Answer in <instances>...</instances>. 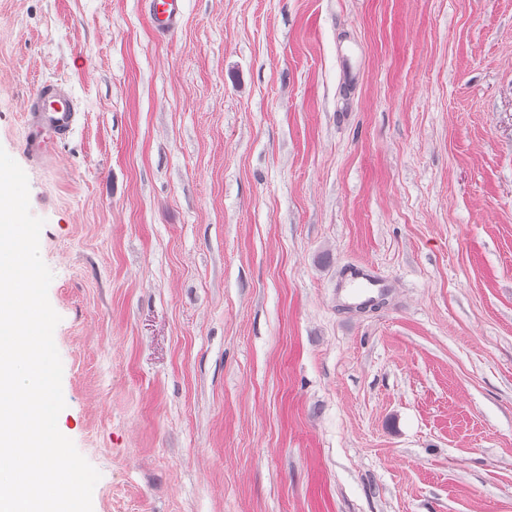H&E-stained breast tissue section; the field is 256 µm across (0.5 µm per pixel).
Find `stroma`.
<instances>
[{
  "instance_id": "obj_1",
  "label": "stroma",
  "mask_w": 512,
  "mask_h": 512,
  "mask_svg": "<svg viewBox=\"0 0 512 512\" xmlns=\"http://www.w3.org/2000/svg\"><path fill=\"white\" fill-rule=\"evenodd\" d=\"M0 148L93 512H512V0H0ZM184 0H151L152 23L159 33L173 34L178 27ZM77 108L71 93L59 83L46 82L29 97L26 113V151L39 159L57 139L72 132ZM336 297L343 306L350 305L347 299L360 300L361 304L372 300L371 294L375 289L383 288L377 281L373 272L361 264H350L342 271L339 283L336 286ZM346 298L342 300L343 294Z\"/></svg>"
}]
</instances>
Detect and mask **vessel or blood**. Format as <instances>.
Masks as SVG:
<instances>
[{
  "instance_id": "1",
  "label": "vessel or blood",
  "mask_w": 512,
  "mask_h": 512,
  "mask_svg": "<svg viewBox=\"0 0 512 512\" xmlns=\"http://www.w3.org/2000/svg\"><path fill=\"white\" fill-rule=\"evenodd\" d=\"M183 0H151L152 23L161 34L174 33L182 13ZM77 108L64 86L47 82L29 97L26 113V151L33 158L46 155L49 145L66 138L77 119ZM379 283L372 271L361 264H350L342 271L337 285L345 298L368 302Z\"/></svg>"
}]
</instances>
